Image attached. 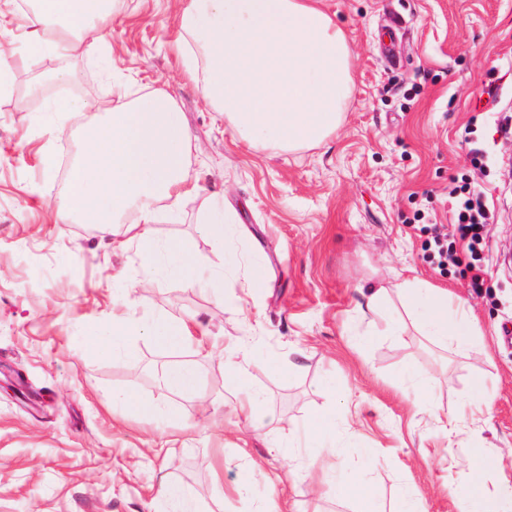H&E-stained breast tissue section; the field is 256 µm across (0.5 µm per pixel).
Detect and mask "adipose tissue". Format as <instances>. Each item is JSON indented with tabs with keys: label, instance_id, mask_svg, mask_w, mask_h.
I'll return each instance as SVG.
<instances>
[{
	"label": "adipose tissue",
	"instance_id": "ef3b65f1",
	"mask_svg": "<svg viewBox=\"0 0 512 512\" xmlns=\"http://www.w3.org/2000/svg\"><path fill=\"white\" fill-rule=\"evenodd\" d=\"M321 2L178 0L176 21L183 36L179 49L186 73L248 146L295 152L324 143L340 125L352 85L350 53L343 29ZM115 9V0H35L27 16L29 57L99 54L105 46L103 26ZM88 111L95 117L85 128L81 153L60 202L62 210L105 232L125 214L135 213V222L126 225L116 246L137 245L142 284L161 276L202 281L218 302L224 299L229 277L242 275L241 285L249 290L261 287L255 269L246 266L235 250H226L222 267L214 268L195 259L180 242L157 238L153 232L161 214H177L188 194L191 134L174 99L156 91L97 110L78 98L49 108L53 115ZM394 294L405 300L422 335L460 348L468 345L471 325L464 303L447 289L399 274L369 287L367 309H383ZM190 334L188 321L128 310L92 326L87 341L100 357L126 359L132 337L145 336L158 349L174 351L186 345ZM260 364L279 375L288 372L283 363L247 343L224 349V369L238 395L232 408L236 421L263 425L272 420L263 392L252 381L251 369ZM402 376L412 406L441 425L477 422L489 409L478 389L454 412H444L432 377L411 366L403 368ZM338 422L335 408L322 409L310 428L292 432L285 456H293L298 448L326 449V459L312 463V476L325 494L355 498L357 512H421L414 492L407 488L396 493L390 508L381 506L364 474L349 471L337 457ZM448 488L455 512H484L490 501L512 512V449L480 448L465 454Z\"/></svg>",
	"mask_w": 512,
	"mask_h": 512
}]
</instances>
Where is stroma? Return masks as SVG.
<instances>
[{
  "instance_id": "stroma-1",
  "label": "stroma",
  "mask_w": 512,
  "mask_h": 512,
  "mask_svg": "<svg viewBox=\"0 0 512 512\" xmlns=\"http://www.w3.org/2000/svg\"><path fill=\"white\" fill-rule=\"evenodd\" d=\"M344 30L352 89L342 121L322 145L293 153L248 148L188 79L173 46L176 0H119L106 50L91 58L55 55L31 62L23 51L24 0L0 42L16 53L0 95V367L20 370L40 391L42 409L0 388V512H158L160 480L190 486L201 512H355V501L317 497L308 478L313 448L284 459L288 430L326 407L346 416L336 450L351 469L374 458L370 491L389 503L409 485L422 512H450L448 472L468 448H512V135L493 113L512 107V0H324ZM76 70L71 93L92 106L155 90L168 93L193 135L187 182L195 190L179 214L156 225L211 264L221 252L201 228L221 196L247 233L235 248L255 263L261 288L224 290L161 278L141 286L135 249L116 250L96 225L59 210L81 147L74 116L44 132L60 88L30 95L33 81L63 66ZM499 86L497 99L484 89ZM480 149L473 163L472 149ZM53 173H46V163ZM469 177L495 211L481 252V277L424 259V221L450 224L452 180ZM410 266L419 278L460 297L481 331L467 348L441 345L406 326L387 335L389 316L361 313V284ZM125 290L137 313L199 321L177 351L133 337L132 355L112 361L84 347L95 322L112 316ZM260 314L247 324L241 308ZM372 331L371 341L354 343ZM256 342L280 362V376L253 368L275 419L228 427L233 399L219 356L224 345ZM195 365L201 395L170 389L167 369ZM412 365L435 376L448 409L481 382L485 420L440 429L407 403L401 377ZM333 375L328 397L321 379ZM126 390L176 416L158 429L110 406Z\"/></svg>"
}]
</instances>
